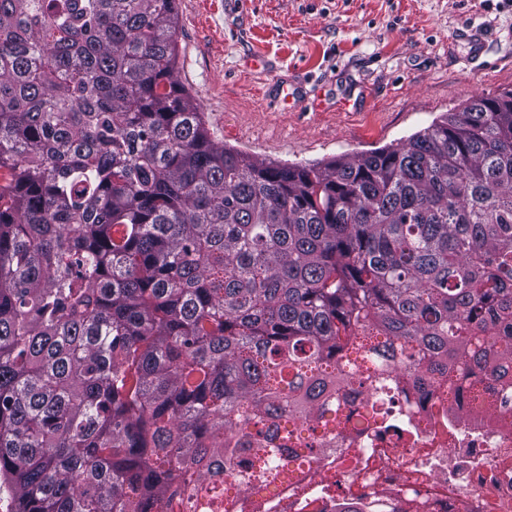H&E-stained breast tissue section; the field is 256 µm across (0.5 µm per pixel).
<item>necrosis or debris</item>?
<instances>
[{
    "instance_id": "obj_1",
    "label": "necrosis or debris",
    "mask_w": 512,
    "mask_h": 512,
    "mask_svg": "<svg viewBox=\"0 0 512 512\" xmlns=\"http://www.w3.org/2000/svg\"><path fill=\"white\" fill-rule=\"evenodd\" d=\"M460 385L401 403L400 436L341 423L276 493L240 495L231 512H512V388Z\"/></svg>"
}]
</instances>
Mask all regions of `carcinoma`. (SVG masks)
I'll return each mask as SVG.
<instances>
[{
    "label": "carcinoma",
    "mask_w": 512,
    "mask_h": 512,
    "mask_svg": "<svg viewBox=\"0 0 512 512\" xmlns=\"http://www.w3.org/2000/svg\"><path fill=\"white\" fill-rule=\"evenodd\" d=\"M178 0H0V495L218 509L377 403L512 367V90L281 165L212 138Z\"/></svg>",
    "instance_id": "carcinoma-1"
}]
</instances>
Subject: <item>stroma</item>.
<instances>
[{"label": "stroma", "instance_id": "35a3bbf8", "mask_svg": "<svg viewBox=\"0 0 512 512\" xmlns=\"http://www.w3.org/2000/svg\"><path fill=\"white\" fill-rule=\"evenodd\" d=\"M176 40L215 141L276 164L395 145L512 90V0H179Z\"/></svg>", "mask_w": 512, "mask_h": 512}]
</instances>
